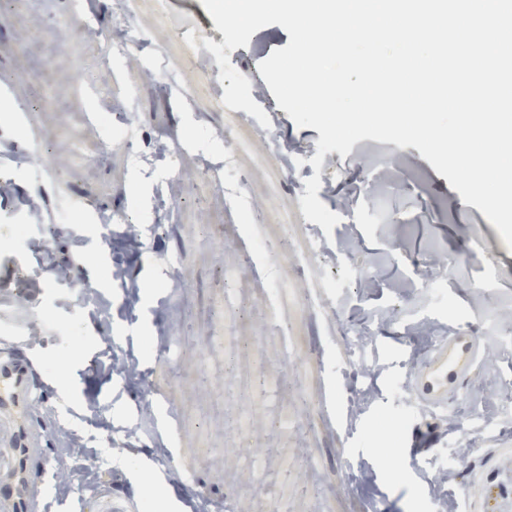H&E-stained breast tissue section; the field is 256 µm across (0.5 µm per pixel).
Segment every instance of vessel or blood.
<instances>
[{
  "label": "vessel or blood",
  "instance_id": "b4317fda",
  "mask_svg": "<svg viewBox=\"0 0 512 512\" xmlns=\"http://www.w3.org/2000/svg\"><path fill=\"white\" fill-rule=\"evenodd\" d=\"M479 358L477 337L462 328L450 329L415 367L408 379L409 391L423 405L447 407L458 399ZM33 402L28 362L11 353L0 354V453L13 458L14 469L28 488L26 495L1 499L0 512H42L44 504L56 497L48 465L31 448L22 423Z\"/></svg>",
  "mask_w": 512,
  "mask_h": 512
}]
</instances>
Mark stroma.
<instances>
[{
  "label": "stroma",
  "mask_w": 512,
  "mask_h": 512,
  "mask_svg": "<svg viewBox=\"0 0 512 512\" xmlns=\"http://www.w3.org/2000/svg\"><path fill=\"white\" fill-rule=\"evenodd\" d=\"M117 13L136 19L144 50L106 64L64 49L76 16L106 28ZM19 40L26 52L12 53ZM208 40L224 35L201 0L162 13L155 0H0L12 111L0 166L13 182L0 195V340L34 362L29 432L66 478L57 493L88 489L124 512L150 499L162 512H375L385 500L512 512V250L415 147L365 138L316 169L319 131L271 91L256 99L270 128L219 110L224 83L193 66ZM289 40L272 24L228 56L255 76ZM163 57L182 65L172 90L147 78ZM106 137L101 162L74 147ZM160 142L186 172L162 192ZM35 143L61 158L67 192L25 166ZM315 175L340 217L329 233L302 211ZM99 207L119 222L97 223ZM55 264L67 279L44 285ZM77 283L93 294L68 341ZM452 326L478 336L482 358L462 398L434 410L404 383ZM107 443L111 466L88 471Z\"/></svg>",
  "instance_id": "35a3bbf8"
}]
</instances>
